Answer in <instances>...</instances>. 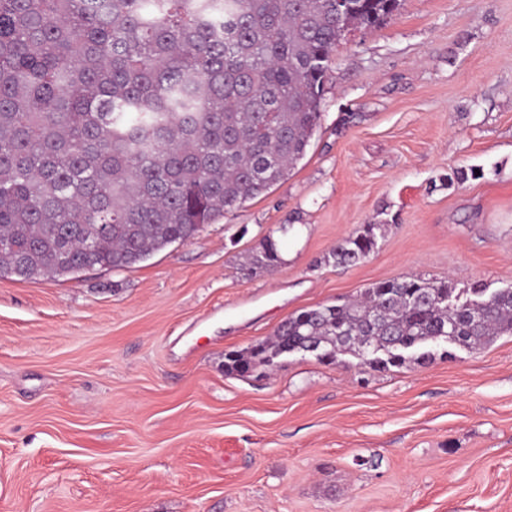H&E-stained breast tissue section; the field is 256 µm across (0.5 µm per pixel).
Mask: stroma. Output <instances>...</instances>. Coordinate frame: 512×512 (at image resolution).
Returning <instances> with one entry per match:
<instances>
[{
    "label": "stroma",
    "instance_id": "1",
    "mask_svg": "<svg viewBox=\"0 0 512 512\" xmlns=\"http://www.w3.org/2000/svg\"><path fill=\"white\" fill-rule=\"evenodd\" d=\"M321 110L287 179L190 241L0 277V512H512V336L224 371L378 281L512 286V0H401L337 45ZM367 224L374 252L336 265ZM269 237L281 262L252 272ZM383 225L367 224L363 231L352 234L332 250L331 257L336 264L356 265L366 260L377 246V233Z\"/></svg>",
    "mask_w": 512,
    "mask_h": 512
}]
</instances>
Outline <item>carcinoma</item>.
Segmentation results:
<instances>
[{"label": "carcinoma", "instance_id": "cac0c4a2", "mask_svg": "<svg viewBox=\"0 0 512 512\" xmlns=\"http://www.w3.org/2000/svg\"><path fill=\"white\" fill-rule=\"evenodd\" d=\"M0 0V272L56 278L123 269L284 180L322 118L346 32L399 0ZM380 224L332 250L366 260ZM280 257L272 238L254 270ZM418 275L303 309L224 354L266 372L286 354L374 370L435 360V338L478 350L512 335V287Z\"/></svg>", "mask_w": 512, "mask_h": 512}]
</instances>
